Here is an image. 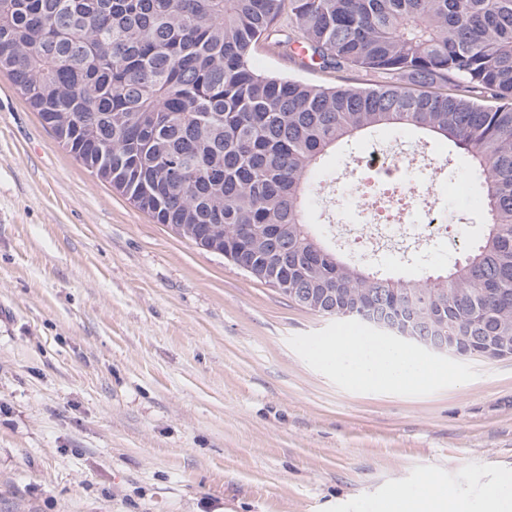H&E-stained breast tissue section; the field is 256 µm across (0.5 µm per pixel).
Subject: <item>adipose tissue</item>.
<instances>
[{
    "label": "adipose tissue",
    "mask_w": 512,
    "mask_h": 512,
    "mask_svg": "<svg viewBox=\"0 0 512 512\" xmlns=\"http://www.w3.org/2000/svg\"><path fill=\"white\" fill-rule=\"evenodd\" d=\"M326 356L349 382L365 388L423 385L437 375L436 368L419 355L369 336L336 337ZM375 507L377 512H512V470L504 471L477 502L427 480L412 490L392 491Z\"/></svg>",
    "instance_id": "ef3b65f1"
}]
</instances>
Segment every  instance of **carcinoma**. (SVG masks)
<instances>
[{"label":"carcinoma","instance_id":"carcinoma-1","mask_svg":"<svg viewBox=\"0 0 512 512\" xmlns=\"http://www.w3.org/2000/svg\"><path fill=\"white\" fill-rule=\"evenodd\" d=\"M260 43L377 80L259 74ZM2 71L88 170L193 245L243 255L253 279L338 318L425 315L471 350L484 325L512 341V0H0ZM390 125L447 140L482 176L486 234L418 283L312 230L323 158Z\"/></svg>","mask_w":512,"mask_h":512}]
</instances>
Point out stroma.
<instances>
[{
    "instance_id": "obj_1",
    "label": "stroma",
    "mask_w": 512,
    "mask_h": 512,
    "mask_svg": "<svg viewBox=\"0 0 512 512\" xmlns=\"http://www.w3.org/2000/svg\"><path fill=\"white\" fill-rule=\"evenodd\" d=\"M259 73L367 86L264 47ZM425 155L447 238L385 245L419 282L486 227L466 155L388 126L316 173L319 213L372 141ZM371 328L311 313L156 223L62 146L0 72V512H365L424 480L479 499L512 470V357H433L429 385L351 384L307 345Z\"/></svg>"
}]
</instances>
